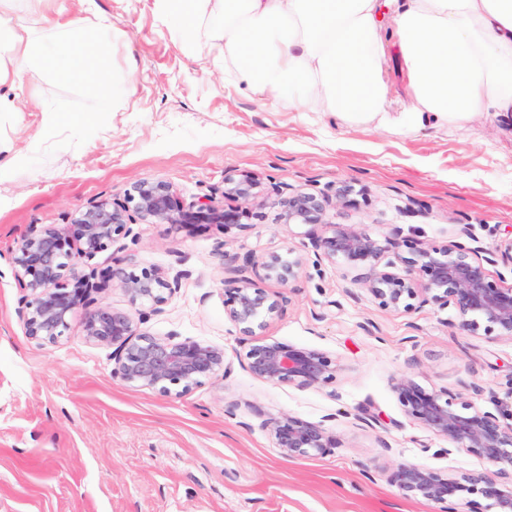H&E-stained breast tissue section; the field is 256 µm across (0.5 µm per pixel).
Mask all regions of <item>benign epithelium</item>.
<instances>
[{"instance_id": "1", "label": "benign epithelium", "mask_w": 512, "mask_h": 512, "mask_svg": "<svg viewBox=\"0 0 512 512\" xmlns=\"http://www.w3.org/2000/svg\"><path fill=\"white\" fill-rule=\"evenodd\" d=\"M225 199L236 208L225 209L213 195L204 194L186 205L172 187L160 180L135 181L121 204L100 202L78 211L63 228L33 230L16 249L13 263L23 285L19 318L27 335L40 345H51L71 327L75 312L86 306L97 289L83 272L96 255L131 234L132 215L145 224L183 228L217 224L228 231L242 226L241 217L262 198L260 183L248 174L224 175ZM327 195L295 192L277 200L285 227L322 224ZM316 261H328L357 272L356 281L379 307L411 313L426 305L451 307L458 327L469 335L484 333L512 340V282L488 269L494 259L457 240L417 248L414 241L373 238L350 225L329 224L310 237ZM398 254L400 272L385 256ZM305 255L288 247L255 259L243 258L225 281L224 310L239 330L240 366L253 378L271 386L298 389L333 383L339 363L327 352L263 337L279 317L282 298L271 297L249 276L262 270V279L287 289L305 267ZM116 285L132 306L149 303L155 313L179 287L182 274L171 277L159 269L117 270ZM82 335L95 345L112 349V377L134 388L148 387L164 396L182 397L193 389L230 372L223 348L175 334L153 336L139 329L125 311L99 306L82 322ZM393 392L404 415L454 447L480 457L495 468L490 475L471 470L450 476L413 463H401L393 481L406 498L435 506V512H455L457 502L477 495L495 512H512V412L493 413L446 389L426 388L400 378ZM271 433L282 456L303 459L336 447V438L320 423L292 414L270 421Z\"/></svg>"}]
</instances>
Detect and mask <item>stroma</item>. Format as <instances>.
Returning a JSON list of instances; mask_svg holds the SVG:
<instances>
[{
  "mask_svg": "<svg viewBox=\"0 0 512 512\" xmlns=\"http://www.w3.org/2000/svg\"><path fill=\"white\" fill-rule=\"evenodd\" d=\"M121 32L105 80L119 109L84 117L95 93L28 73L44 112L0 115V140L17 155L0 171V512H433L392 481L399 463L451 475L483 461L403 413L392 384L409 378L491 408L512 404V341L458 327L450 308L381 309L355 271L307 263L266 336L336 357L325 387L271 386L237 358L239 333L224 313L229 260L304 251V226L253 206L244 228L174 229L136 223L97 254L96 305L127 310L117 268L182 274L161 314L142 329L223 347L232 371L181 398L112 376L109 348L82 336L84 311L53 346L26 334L12 258L32 229L64 226L80 209L120 203L139 179L167 182L185 201L222 193L226 173L265 188L334 195L317 233L352 224L371 236L429 246L468 225L486 252L512 236V124L478 115L462 127L408 134L297 112L275 96L239 91L224 58L197 59L173 36L155 0H97ZM323 424L330 452L283 457L269 423L283 414Z\"/></svg>",
  "mask_w": 512,
  "mask_h": 512,
  "instance_id": "stroma-1",
  "label": "stroma"
}]
</instances>
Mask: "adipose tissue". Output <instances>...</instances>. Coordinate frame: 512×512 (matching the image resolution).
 <instances>
[{
  "label": "adipose tissue",
  "instance_id": "ef3b65f1",
  "mask_svg": "<svg viewBox=\"0 0 512 512\" xmlns=\"http://www.w3.org/2000/svg\"><path fill=\"white\" fill-rule=\"evenodd\" d=\"M57 0H0V113L43 112L22 74L94 87L109 61L100 44L119 38L96 0L79 10ZM162 20L193 32L195 55L221 47L230 80L291 109H323L350 126L422 132L486 114L512 120V0H156ZM392 11L384 32L381 16ZM408 77L409 102L393 112L383 77L388 44Z\"/></svg>",
  "mask_w": 512,
  "mask_h": 512
}]
</instances>
